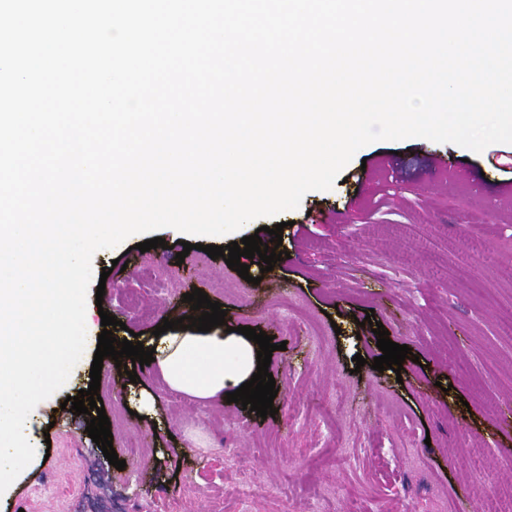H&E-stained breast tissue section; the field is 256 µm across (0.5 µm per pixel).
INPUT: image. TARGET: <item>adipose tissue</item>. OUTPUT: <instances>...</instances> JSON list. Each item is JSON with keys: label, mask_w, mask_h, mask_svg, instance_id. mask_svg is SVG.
<instances>
[{"label": "adipose tissue", "mask_w": 512, "mask_h": 512, "mask_svg": "<svg viewBox=\"0 0 512 512\" xmlns=\"http://www.w3.org/2000/svg\"><path fill=\"white\" fill-rule=\"evenodd\" d=\"M147 345L167 388L201 403L226 397L257 371L258 344L218 328L173 329Z\"/></svg>", "instance_id": "1"}]
</instances>
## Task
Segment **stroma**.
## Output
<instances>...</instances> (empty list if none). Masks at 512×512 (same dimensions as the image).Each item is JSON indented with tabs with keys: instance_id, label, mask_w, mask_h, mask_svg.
<instances>
[{
	"instance_id": "35a3bbf8",
	"label": "stroma",
	"mask_w": 512,
	"mask_h": 512,
	"mask_svg": "<svg viewBox=\"0 0 512 512\" xmlns=\"http://www.w3.org/2000/svg\"><path fill=\"white\" fill-rule=\"evenodd\" d=\"M398 160L386 184L375 159ZM447 171L430 172L431 158ZM512 144L476 154L423 138L361 148L328 191L249 223L281 227L284 257L255 286L224 259L191 250L158 230L166 245L94 255L109 268L104 299L128 329L152 334L182 317L183 294L202 289L229 327L274 336L268 368L276 416L241 404L203 406L166 390L155 369L138 382L103 366L99 394L124 470L104 464L84 416L59 410L88 389L90 363L33 412L29 432L49 451L23 475L0 512H500L512 491V181L502 164ZM161 267L166 285L148 274ZM138 297L130 308L128 294ZM374 313L389 338L408 345L402 372L376 371ZM362 355L366 366H357ZM160 396L134 416L140 384Z\"/></svg>"
}]
</instances>
